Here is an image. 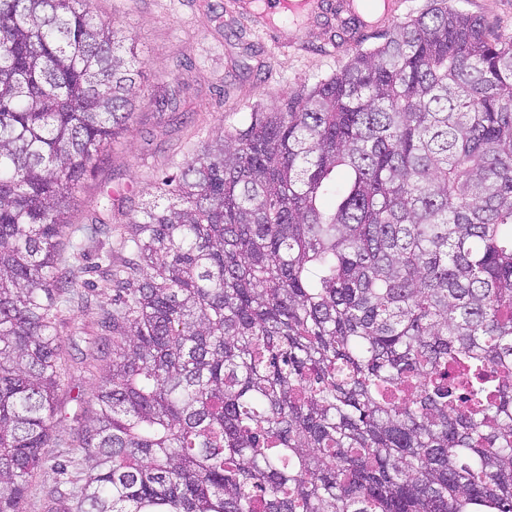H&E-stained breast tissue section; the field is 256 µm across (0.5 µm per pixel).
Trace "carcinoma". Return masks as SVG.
<instances>
[{
  "instance_id": "obj_1",
  "label": "carcinoma",
  "mask_w": 512,
  "mask_h": 512,
  "mask_svg": "<svg viewBox=\"0 0 512 512\" xmlns=\"http://www.w3.org/2000/svg\"><path fill=\"white\" fill-rule=\"evenodd\" d=\"M143 65L89 0H0V512L47 470L71 512H512V36L450 0L116 227L69 474L68 214Z\"/></svg>"
}]
</instances>
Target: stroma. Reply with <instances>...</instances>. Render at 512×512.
I'll return each mask as SVG.
<instances>
[{
	"instance_id": "35a3bbf8",
	"label": "stroma",
	"mask_w": 512,
	"mask_h": 512,
	"mask_svg": "<svg viewBox=\"0 0 512 512\" xmlns=\"http://www.w3.org/2000/svg\"><path fill=\"white\" fill-rule=\"evenodd\" d=\"M229 2L90 0L94 14L132 33L152 93L176 79L186 94L175 114H159L146 103L138 107L129 130L88 175L71 223H85L94 212L108 225L127 221L153 200L157 179L178 172L219 128L240 125L254 106L328 77L350 58L348 29L336 17L312 16L295 28L270 29L245 24ZM105 190L112 193L111 209L92 210ZM65 343L72 378L58 390L57 404L70 413L78 401L90 399L99 377L81 369L82 339L69 336Z\"/></svg>"
}]
</instances>
